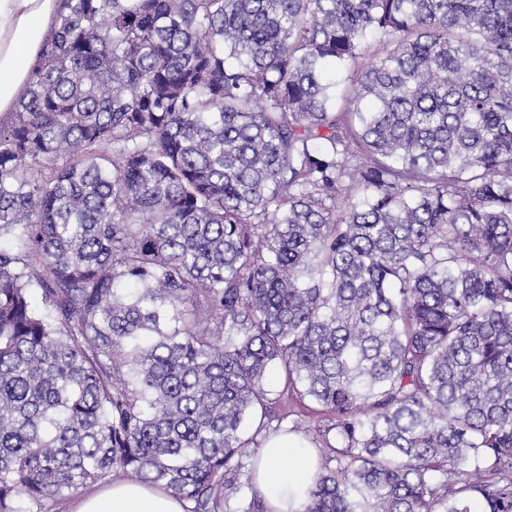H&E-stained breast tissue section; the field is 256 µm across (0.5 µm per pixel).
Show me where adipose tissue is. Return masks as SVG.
I'll list each match as a JSON object with an SVG mask.
<instances>
[{"instance_id": "1", "label": "adipose tissue", "mask_w": 512, "mask_h": 512, "mask_svg": "<svg viewBox=\"0 0 512 512\" xmlns=\"http://www.w3.org/2000/svg\"><path fill=\"white\" fill-rule=\"evenodd\" d=\"M60 6L61 0H0V115L12 112L23 96ZM318 456L295 434L266 440L252 484L267 512H305ZM73 512H184V504L163 490L121 477L79 497Z\"/></svg>"}]
</instances>
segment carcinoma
Returning a JSON list of instances; mask_svg holds the SVG:
<instances>
[{
    "instance_id": "cac0c4a2",
    "label": "carcinoma",
    "mask_w": 512,
    "mask_h": 512,
    "mask_svg": "<svg viewBox=\"0 0 512 512\" xmlns=\"http://www.w3.org/2000/svg\"><path fill=\"white\" fill-rule=\"evenodd\" d=\"M273 369L306 512H512V0H61L0 119V512H229ZM112 485L85 494L71 512H185L178 498L132 478H113Z\"/></svg>"
}]
</instances>
